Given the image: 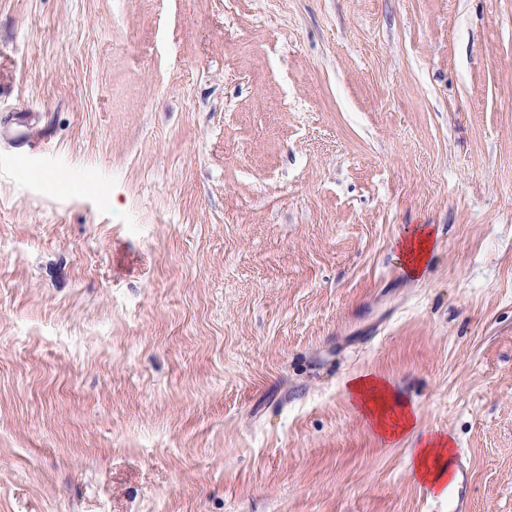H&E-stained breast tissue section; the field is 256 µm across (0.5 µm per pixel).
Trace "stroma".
Wrapping results in <instances>:
<instances>
[{
    "label": "stroma",
    "mask_w": 512,
    "mask_h": 512,
    "mask_svg": "<svg viewBox=\"0 0 512 512\" xmlns=\"http://www.w3.org/2000/svg\"><path fill=\"white\" fill-rule=\"evenodd\" d=\"M362 373L512 512V0H0V512H448ZM431 236V231L424 227H419L404 239L400 245L401 259L410 275L417 276L421 272L431 249ZM347 386L354 408L381 436L389 440L416 439L417 446L412 451L417 474L437 487L441 495L448 494L453 459L450 438L420 435L415 410L402 402L385 380L364 374L352 378Z\"/></svg>",
    "instance_id": "obj_1"
}]
</instances>
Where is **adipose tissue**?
Returning a JSON list of instances; mask_svg holds the SVG:
<instances>
[{"label": "adipose tissue", "mask_w": 512, "mask_h": 512, "mask_svg": "<svg viewBox=\"0 0 512 512\" xmlns=\"http://www.w3.org/2000/svg\"><path fill=\"white\" fill-rule=\"evenodd\" d=\"M348 393L354 408L381 436L389 440L415 438L413 464L417 474L437 487L440 494H447L453 459L451 441L421 434L415 410L402 402L383 379L370 374L354 377L348 383Z\"/></svg>", "instance_id": "ef3b65f1"}]
</instances>
